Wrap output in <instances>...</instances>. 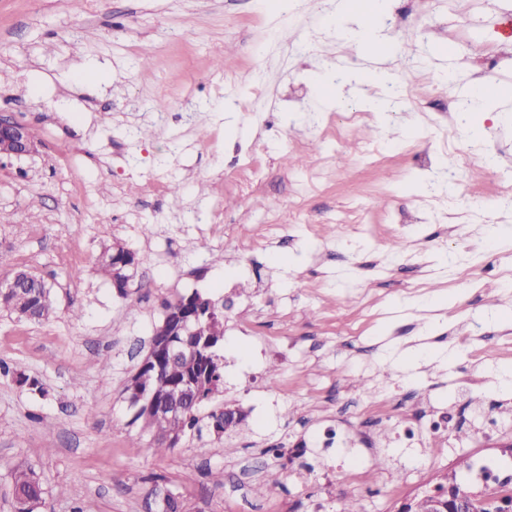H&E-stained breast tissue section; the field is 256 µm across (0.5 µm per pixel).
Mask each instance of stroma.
I'll return each instance as SVG.
<instances>
[{"label":"stroma","mask_w":512,"mask_h":512,"mask_svg":"<svg viewBox=\"0 0 512 512\" xmlns=\"http://www.w3.org/2000/svg\"><path fill=\"white\" fill-rule=\"evenodd\" d=\"M261 2L0 0V112L38 145L0 161V280L30 270L55 306L42 322L0 311L10 368L0 372V512H16L11 471L23 463L42 477L40 512H144L151 476L184 512H311L322 490L306 461L335 413L363 398L350 377L388 376L408 415L424 407L416 388L443 405L455 397L473 348L496 358L470 365L469 389L455 398L512 413V298L482 271L512 260V208L499 207L496 176L512 169V96L474 116L478 141L446 111L477 83L512 93L502 33L512 0H381L374 30L400 39L390 54L341 39L329 2ZM308 34L315 44L297 54ZM330 57L351 79L327 94ZM412 58L431 81H411ZM372 68L406 88L388 111L363 109L384 94L355 80ZM359 111L372 156L329 134ZM449 126L473 162L436 185L451 160L440 146ZM251 160L264 176L245 193ZM354 182L373 200L367 234L345 244L331 230L358 203ZM298 201L314 225L290 222ZM396 241L417 266L381 264ZM116 242L140 261L124 298L97 272ZM193 292L224 307V383L200 413L231 404L246 421L157 454L131 424L124 388L164 301ZM474 324L482 336L461 347ZM21 373L39 389L19 384ZM357 427L376 447L357 448L364 464L339 491L364 512H398L413 487L468 472L464 450L440 437L420 452L434 461L422 470L419 452L384 447L387 422ZM270 467L281 483L261 487Z\"/></svg>","instance_id":"stroma-1"}]
</instances>
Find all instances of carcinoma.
Wrapping results in <instances>:
<instances>
[{"mask_svg":"<svg viewBox=\"0 0 512 512\" xmlns=\"http://www.w3.org/2000/svg\"><path fill=\"white\" fill-rule=\"evenodd\" d=\"M127 253L116 243L105 251L98 261V270L111 281H119L126 271ZM218 304L210 297L199 292L182 295L174 301L164 303L165 314L169 315L167 334L174 341L180 354L173 359L161 358L140 368L125 387L126 393L141 390L156 396L168 392L184 382H193L204 393L211 392L209 385L221 386L224 377V357L218 354V347L224 339V317L212 321L207 319L210 311ZM0 311L19 320L44 321L54 313L51 288L44 280L31 282L12 289L8 293L0 292ZM190 312L200 320L203 334L187 336L178 327L176 318L184 312ZM199 408L180 419L152 413L139 414L131 423H141L142 429L152 434L156 450L165 451L166 438L175 432L186 436L194 429H201ZM13 490L18 504L17 512H35L45 504V489L41 478L31 466H18L11 473ZM455 489L466 493L474 502L476 512H504V505H512V493L501 494L489 491L476 496L469 488L456 484ZM452 500L448 495V475L441 476L435 490L425 492L405 503L399 512H448Z\"/></svg>","mask_w":512,"mask_h":512,"instance_id":"1","label":"carcinoma"}]
</instances>
